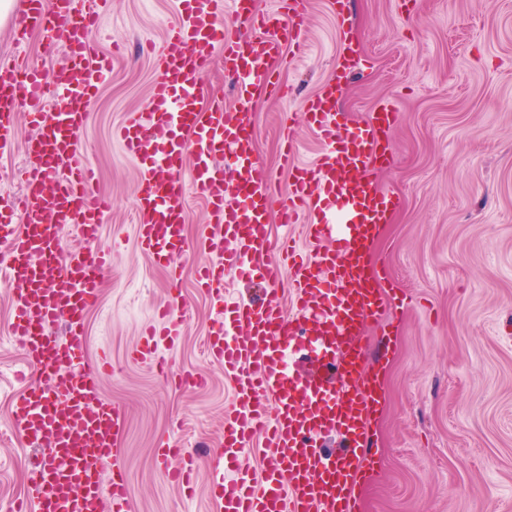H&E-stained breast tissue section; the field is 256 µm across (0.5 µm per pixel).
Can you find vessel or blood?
<instances>
[{"label":"vessel or blood","instance_id":"obj_1","mask_svg":"<svg viewBox=\"0 0 512 512\" xmlns=\"http://www.w3.org/2000/svg\"><path fill=\"white\" fill-rule=\"evenodd\" d=\"M82 0H26L13 26L15 44L30 32L42 36L44 54L67 43L66 61L49 71L0 58V155L14 152L20 102L37 133L26 144L19 194L0 193V273L17 288L10 335L21 337L30 383L17 399L14 425L47 459L31 463V492L18 512H131L123 470L117 465L121 412L100 393L101 370L88 363L85 318L100 301L112 251L100 243L110 205L93 170L78 156L87 104L110 69L88 31L98 12ZM309 0H278L271 15L254 21L246 0H181L177 20L164 35L158 76L146 112L128 116L118 130L124 150L138 163L136 227L141 249L164 264L183 252L187 185L206 201L208 254L198 286L218 307L206 343L224 369L235 402L224 412V443L212 464L211 493L221 512H361V490L372 469L369 423L376 403L370 330L381 323L380 296L367 271V254L397 207L373 179L387 159L393 105H378L370 118L350 122L339 97L353 63V48L339 36L332 76L304 103L324 147L313 163L295 162L286 142L287 193L254 152L251 89L275 85L268 66L289 45H302ZM232 13L255 23V37L241 39L221 17ZM223 52L227 76L241 87L237 107L223 101L201 107L199 74ZM230 150L233 178L212 163ZM280 207L283 224H299L308 241H274L269 212ZM76 228L78 248L62 250L66 229ZM286 266L293 303L278 296L228 298L224 278L271 277ZM176 299L160 308L161 328L133 352L157 365L160 348L174 346L181 329ZM65 320L66 334L51 328ZM343 444L324 446L332 432ZM259 443L260 470L241 454ZM162 458L182 457L166 476L190 487L196 461L172 442ZM109 479H102L103 470Z\"/></svg>","mask_w":512,"mask_h":512}]
</instances>
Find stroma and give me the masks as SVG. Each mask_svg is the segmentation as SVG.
<instances>
[{
	"instance_id": "1",
	"label": "stroma",
	"mask_w": 512,
	"mask_h": 512,
	"mask_svg": "<svg viewBox=\"0 0 512 512\" xmlns=\"http://www.w3.org/2000/svg\"><path fill=\"white\" fill-rule=\"evenodd\" d=\"M176 9L177 0H108L100 8L89 39L100 53L121 54L87 106L78 143L111 201L102 242L112 248V268L87 315L86 355L116 367L102 375L100 391L124 415L119 462L131 512H217L211 461L234 400L223 368L205 353L217 311L195 286L204 199L189 193L185 253L170 266L154 264L135 236L137 163L112 135L146 110ZM11 28L0 23V56L44 70L66 59L63 45L44 55L37 34L15 45ZM346 31L355 67L339 111L354 122L385 102L399 112L388 160L374 173L399 205L369 253L392 326L373 357L382 403L370 425L365 512H512V0H350ZM305 42L304 54L289 47L270 62L287 95L258 88L251 106L256 156L283 186L285 139L303 163L321 149L301 102L331 75L338 53L325 0H311ZM174 285L182 334L163 350L160 374L132 352ZM15 288L0 276V507L26 494L33 452L12 423L24 357L20 339L3 330ZM189 374L207 385L184 384ZM168 436L197 458L194 497L165 478V468L181 464L157 456Z\"/></svg>"
}]
</instances>
